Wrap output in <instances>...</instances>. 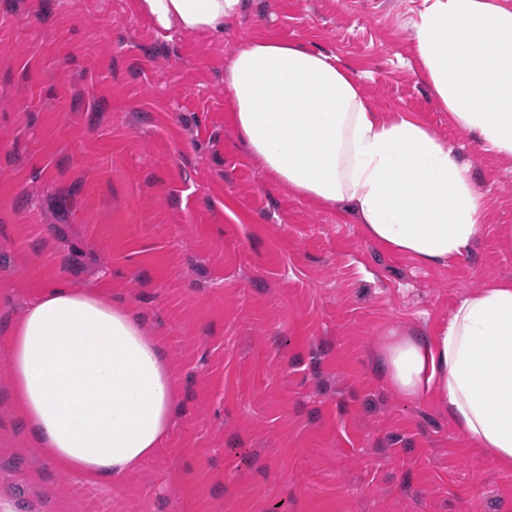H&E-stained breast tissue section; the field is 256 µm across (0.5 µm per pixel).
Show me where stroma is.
I'll list each match as a JSON object with an SVG mask.
<instances>
[{"mask_svg": "<svg viewBox=\"0 0 512 512\" xmlns=\"http://www.w3.org/2000/svg\"><path fill=\"white\" fill-rule=\"evenodd\" d=\"M421 6L251 0L222 34L165 37L138 0H0V512H512V471L379 371L389 337L512 281V159L418 74ZM256 38L328 55L474 162L489 209L461 257L390 252L267 172L225 101ZM58 282L139 314L176 371L165 444L114 479L57 467L11 399L4 329Z\"/></svg>", "mask_w": 512, "mask_h": 512, "instance_id": "stroma-1", "label": "stroma"}]
</instances>
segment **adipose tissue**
Listing matches in <instances>:
<instances>
[{
    "mask_svg": "<svg viewBox=\"0 0 512 512\" xmlns=\"http://www.w3.org/2000/svg\"><path fill=\"white\" fill-rule=\"evenodd\" d=\"M248 0H139L155 32L216 34ZM420 73L454 123L512 158V9L423 0L413 24ZM234 125L298 196L347 204L367 235L428 265L460 257L488 205L472 162L420 121L383 119L327 55L298 43H243L224 71ZM12 396L30 437L59 466L108 479L166 442L172 365L140 318L111 298L45 287L9 327ZM382 370L409 397L431 392L480 453L512 469V282L462 298L438 335L397 336Z\"/></svg>",
    "mask_w": 512,
    "mask_h": 512,
    "instance_id": "1",
    "label": "adipose tissue"
}]
</instances>
